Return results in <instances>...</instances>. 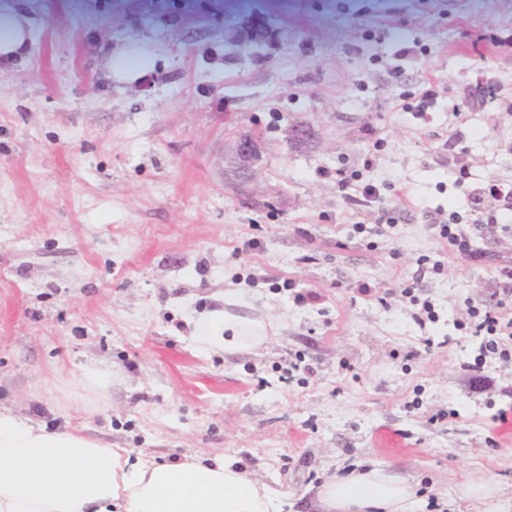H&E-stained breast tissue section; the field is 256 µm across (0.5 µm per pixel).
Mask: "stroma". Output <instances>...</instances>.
<instances>
[{"mask_svg": "<svg viewBox=\"0 0 512 512\" xmlns=\"http://www.w3.org/2000/svg\"><path fill=\"white\" fill-rule=\"evenodd\" d=\"M11 4L31 40L0 68V408L145 455L224 454L282 512L378 462L424 512H512V362L460 327L469 306L512 309V222L473 231L472 262L425 217L512 182V0ZM127 50L151 69L112 81ZM427 89L426 117L400 110ZM242 128L261 135L247 169ZM422 256L441 266L424 325L404 293ZM228 294L272 321L264 344L199 343ZM489 471L497 493L462 498Z\"/></svg>", "mask_w": 512, "mask_h": 512, "instance_id": "stroma-1", "label": "stroma"}]
</instances>
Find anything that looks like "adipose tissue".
Segmentation results:
<instances>
[{
  "mask_svg": "<svg viewBox=\"0 0 512 512\" xmlns=\"http://www.w3.org/2000/svg\"><path fill=\"white\" fill-rule=\"evenodd\" d=\"M30 31L0 8V65L12 63ZM209 313L203 343L227 352L266 341L268 323ZM277 490L223 456L133 458L80 430H50L0 410V512H273ZM322 512H421L423 502L390 464L332 477L315 491Z\"/></svg>",
  "mask_w": 512,
  "mask_h": 512,
  "instance_id": "adipose-tissue-1",
  "label": "adipose tissue"
}]
</instances>
